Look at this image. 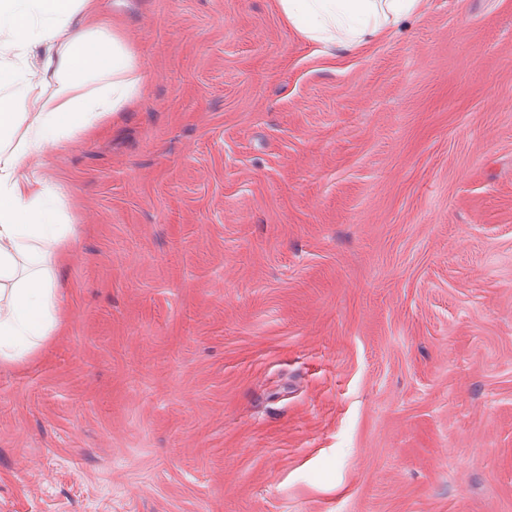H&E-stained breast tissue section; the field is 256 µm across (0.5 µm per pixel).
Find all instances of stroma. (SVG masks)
Returning a JSON list of instances; mask_svg holds the SVG:
<instances>
[{
  "label": "stroma",
  "mask_w": 512,
  "mask_h": 512,
  "mask_svg": "<svg viewBox=\"0 0 512 512\" xmlns=\"http://www.w3.org/2000/svg\"><path fill=\"white\" fill-rule=\"evenodd\" d=\"M101 19L144 91L41 159L68 321L0 367V512H512V0ZM278 6L307 41L350 52L399 29L418 13L420 0H278Z\"/></svg>",
  "instance_id": "35a3bbf8"
}]
</instances>
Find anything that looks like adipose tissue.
<instances>
[{"instance_id":"adipose-tissue-1","label":"adipose tissue","mask_w":512,"mask_h":512,"mask_svg":"<svg viewBox=\"0 0 512 512\" xmlns=\"http://www.w3.org/2000/svg\"><path fill=\"white\" fill-rule=\"evenodd\" d=\"M307 41L356 50L400 28L420 0H278ZM67 42L59 37L67 29ZM39 52L40 77L27 61ZM139 65L99 19L97 0H0V364L20 365L60 335L65 312L56 275L68 261L73 226L60 214L59 187L32 158L92 135L135 106Z\"/></svg>"}]
</instances>
